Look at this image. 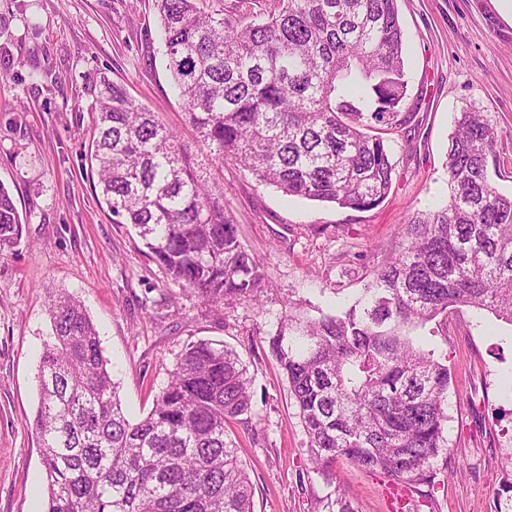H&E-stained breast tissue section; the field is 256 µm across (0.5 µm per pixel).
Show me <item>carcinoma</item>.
Here are the masks:
<instances>
[{
	"label": "carcinoma",
	"instance_id": "obj_1",
	"mask_svg": "<svg viewBox=\"0 0 512 512\" xmlns=\"http://www.w3.org/2000/svg\"><path fill=\"white\" fill-rule=\"evenodd\" d=\"M199 2L155 6L166 68L205 160L103 75L88 86L90 164L112 223L134 226L172 281L216 310L259 305L261 261L238 240L207 165L230 160L291 197L380 205L395 168L373 131L407 122L397 0H271L259 14L251 0L222 10ZM497 140L488 114L463 110L446 155L448 204L400 225L397 253L349 307L288 313L268 338L338 512H354L333 469L339 458L433 502L434 463L448 448V311L469 306L512 325V195L495 183L512 170ZM21 237L0 184V247ZM48 311L32 419L43 512H254L230 429L252 412L234 350L187 345L152 409L132 422L82 302L57 293Z\"/></svg>",
	"mask_w": 512,
	"mask_h": 512
}]
</instances>
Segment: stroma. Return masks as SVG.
I'll use <instances>...</instances> for the list:
<instances>
[{"label":"stroma","mask_w":512,"mask_h":512,"mask_svg":"<svg viewBox=\"0 0 512 512\" xmlns=\"http://www.w3.org/2000/svg\"><path fill=\"white\" fill-rule=\"evenodd\" d=\"M407 60L402 133L386 135L396 176L377 208L289 197L232 163L212 170L240 242L263 263L262 306L214 310L154 262L128 224L100 204L85 153L86 86L121 83L181 142L195 145L173 93L154 0H0V183L23 224L0 255V512H42L46 474L30 423L49 339L48 303L65 291L99 330L130 418L145 415L185 347L205 339L237 352L254 416L232 425L254 512H326L331 486L267 337L284 302L301 316L353 303L399 248V224L448 202L445 156L463 106L491 113L497 153L512 163V24L496 0H397ZM448 450L435 467L433 512H512V326L468 306L448 314ZM354 512H394L386 479L337 460Z\"/></svg>","instance_id":"stroma-1"}]
</instances>
